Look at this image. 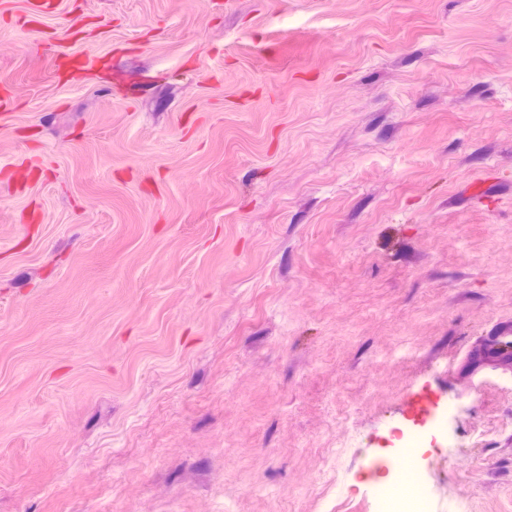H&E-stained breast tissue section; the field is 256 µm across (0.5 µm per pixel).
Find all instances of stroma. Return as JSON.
<instances>
[{
	"label": "stroma",
	"instance_id": "stroma-1",
	"mask_svg": "<svg viewBox=\"0 0 512 512\" xmlns=\"http://www.w3.org/2000/svg\"><path fill=\"white\" fill-rule=\"evenodd\" d=\"M0 0V512H512V0ZM347 432L348 448L335 451ZM399 448L414 449L400 472L383 470L375 488L373 512H435L434 497L422 465L427 434L410 436Z\"/></svg>",
	"mask_w": 512,
	"mask_h": 512
}]
</instances>
